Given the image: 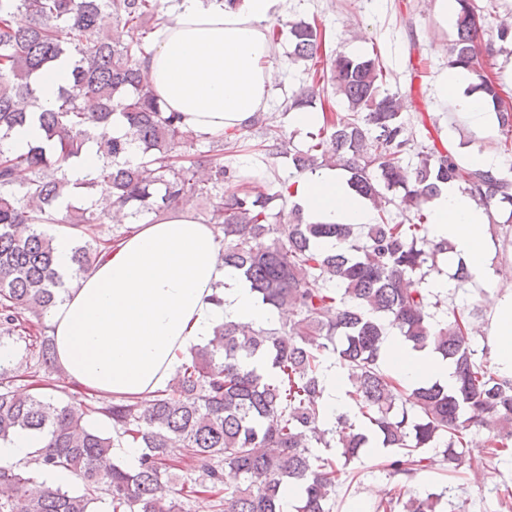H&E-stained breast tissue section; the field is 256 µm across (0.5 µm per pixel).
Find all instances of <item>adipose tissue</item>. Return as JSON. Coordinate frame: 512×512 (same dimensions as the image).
<instances>
[{"label": "adipose tissue", "instance_id": "adipose-tissue-1", "mask_svg": "<svg viewBox=\"0 0 512 512\" xmlns=\"http://www.w3.org/2000/svg\"><path fill=\"white\" fill-rule=\"evenodd\" d=\"M279 0H175L141 67L185 130L196 135L244 134L266 109L276 71L262 28ZM464 74L440 85L468 121L486 122L477 96L466 94ZM294 200L314 222L366 224L368 204L355 197L335 170L299 183ZM430 232L453 247L490 307L487 343L498 375L512 378V289L498 292L490 258V226L455 183L430 203ZM55 265L66 291L47 314L57 363L74 387L101 398H133L166 386L193 346L208 342L216 325L248 322L270 327L282 315L264 305L249 284L220 259L222 243L192 207L151 215L92 270L72 276L74 241L54 242ZM385 367L409 382L453 385L449 361L388 338ZM324 427L349 411L345 378L334 363L322 371Z\"/></svg>", "mask_w": 512, "mask_h": 512}]
</instances>
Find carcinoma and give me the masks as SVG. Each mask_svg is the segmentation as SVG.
<instances>
[{"label":"carcinoma","instance_id":"obj_1","mask_svg":"<svg viewBox=\"0 0 512 512\" xmlns=\"http://www.w3.org/2000/svg\"><path fill=\"white\" fill-rule=\"evenodd\" d=\"M456 2L448 68L470 75V91L481 93L509 135L512 106L476 52L494 0ZM164 10L162 0H0V132L29 118L41 73L63 55L72 59L69 82L38 114L54 149L36 145L0 162V340L16 332L25 343L17 365L0 364V441L18 430L47 439L32 467H0V512H94L103 494L112 512H183L178 498L199 493L213 498L216 512H280L287 485L303 489L296 512H333L332 496L346 476L340 459L374 442L395 449L386 464L394 476L409 478L437 463L456 470L471 463L467 431L474 422L487 430L492 456L512 458V379L477 357L478 306H450L424 287L438 258L452 250L431 238L427 203L454 182L488 223L511 224L512 167L462 165L424 119L423 140L415 143L399 97L383 89L386 69L378 54L337 53L321 70L323 29L295 21L288 23V60L304 63L310 82L293 93L288 109L320 106L319 133L331 132L332 140L300 148L269 128L266 151L299 173L345 171L347 185L370 202L375 217L370 224H320L296 205L286 212L294 183L279 179L261 187L252 170L183 151L194 135L138 65ZM17 12L27 15L26 26L12 25ZM327 83L344 98L347 114L330 104ZM116 118L122 138L110 134ZM92 139L103 164L72 183L63 166L79 159ZM132 143L134 163L124 159ZM20 168L30 173L22 183L14 177ZM231 181L244 184L243 192L224 195ZM102 184L110 194L96 209L78 205ZM198 197L216 199L209 223L223 234L224 266L238 271L262 303L286 310L285 323L217 325L213 339L191 349L166 389L153 394L97 405L60 399L59 387L46 379L56 360L42 319L65 282L53 267L45 224L68 229L78 241L79 275L117 242L96 231L111 210L137 219ZM62 199L69 203L57 215ZM391 205L401 220H394ZM392 333L449 360L456 386L412 385L388 372L382 354ZM254 357L271 374L243 370V359ZM332 357L347 371L346 394L364 419L361 427L347 415L336 416L330 429L319 426L320 370ZM20 377L27 378L26 392L14 390ZM101 417L112 434L94 426ZM124 441L143 449L132 469L114 461ZM332 446L340 456L313 452ZM175 448L195 462L197 477L178 481ZM425 448L441 449V459L424 456ZM227 468L242 482L224 485ZM57 469L72 472L80 486L31 490L37 472ZM439 499L428 493L403 503L395 496L374 512H436Z\"/></svg>","mask_w":512,"mask_h":512}]
</instances>
